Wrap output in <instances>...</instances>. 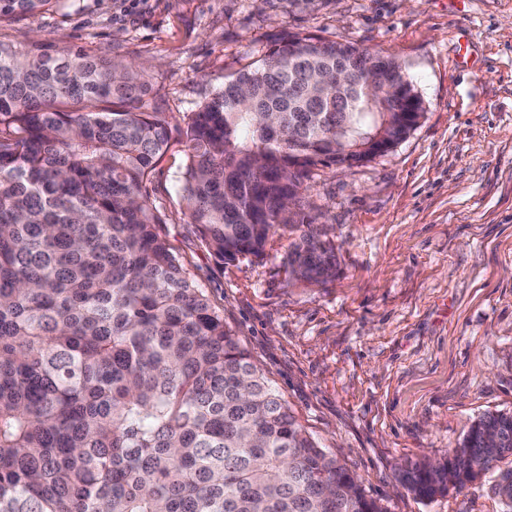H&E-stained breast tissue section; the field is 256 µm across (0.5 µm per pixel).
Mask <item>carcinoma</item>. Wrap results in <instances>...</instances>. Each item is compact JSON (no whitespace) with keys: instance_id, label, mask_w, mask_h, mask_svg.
Segmentation results:
<instances>
[{"instance_id":"carcinoma-1","label":"carcinoma","mask_w":512,"mask_h":512,"mask_svg":"<svg viewBox=\"0 0 512 512\" xmlns=\"http://www.w3.org/2000/svg\"><path fill=\"white\" fill-rule=\"evenodd\" d=\"M58 2L0 0V23ZM146 92L131 65L0 43V512H383L162 237L146 183L172 137ZM423 113L393 57L282 37L184 116L191 223L221 261L261 258L275 228L305 226L290 273L329 276L333 248L301 208L312 169L375 158ZM507 452L512 415H488L402 481L433 499ZM490 490L512 512V469Z\"/></svg>"}]
</instances>
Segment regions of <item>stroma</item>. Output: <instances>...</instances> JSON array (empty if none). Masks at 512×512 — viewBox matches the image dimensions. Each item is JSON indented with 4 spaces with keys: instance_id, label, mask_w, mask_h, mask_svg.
I'll return each mask as SVG.
<instances>
[{
    "instance_id": "obj_1",
    "label": "stroma",
    "mask_w": 512,
    "mask_h": 512,
    "mask_svg": "<svg viewBox=\"0 0 512 512\" xmlns=\"http://www.w3.org/2000/svg\"><path fill=\"white\" fill-rule=\"evenodd\" d=\"M288 33L396 58L424 105L385 154L313 170L305 208L334 274H289L290 227L263 259L218 261L190 222L177 150L147 183L162 235L296 420L385 512H500L489 479L420 500L400 472L448 458L474 420L512 414V0H64L1 25L0 43L135 63L146 110L177 129Z\"/></svg>"
}]
</instances>
